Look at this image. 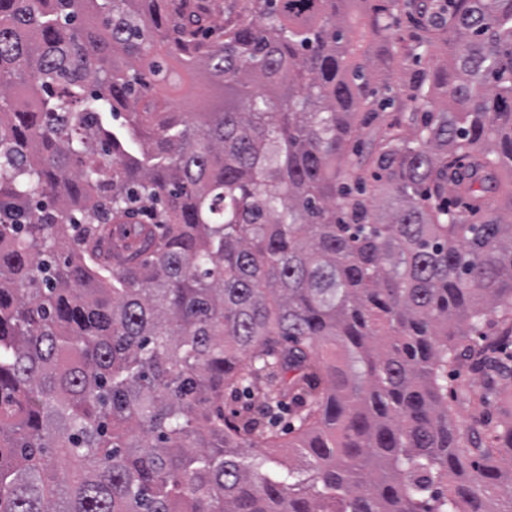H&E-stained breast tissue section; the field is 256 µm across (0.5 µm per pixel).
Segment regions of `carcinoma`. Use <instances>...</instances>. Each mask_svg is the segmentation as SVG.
I'll return each instance as SVG.
<instances>
[{
	"instance_id": "obj_1",
	"label": "carcinoma",
	"mask_w": 512,
	"mask_h": 512,
	"mask_svg": "<svg viewBox=\"0 0 512 512\" xmlns=\"http://www.w3.org/2000/svg\"><path fill=\"white\" fill-rule=\"evenodd\" d=\"M449 2L0 0V512H512V412L453 411L512 340V0ZM462 363H464L462 374L469 381L475 394L471 395L470 401L457 408V419L463 423H470L476 419L495 420L498 415L496 407L481 400L477 394L483 385L482 374L469 370V362L462 360Z\"/></svg>"
}]
</instances>
